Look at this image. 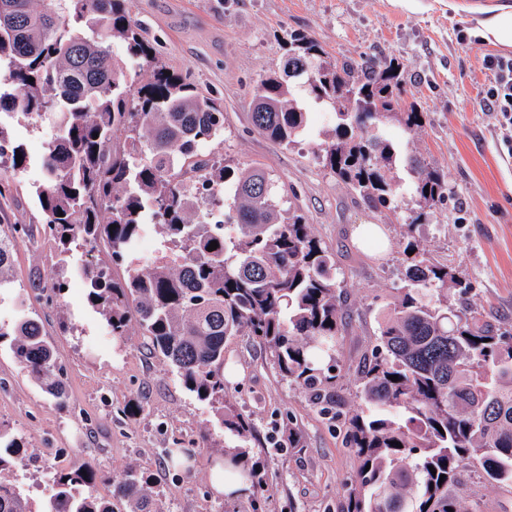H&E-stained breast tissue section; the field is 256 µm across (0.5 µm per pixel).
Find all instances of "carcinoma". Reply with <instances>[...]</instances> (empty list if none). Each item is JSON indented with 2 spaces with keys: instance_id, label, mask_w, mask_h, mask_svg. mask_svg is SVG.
I'll use <instances>...</instances> for the list:
<instances>
[{
  "instance_id": "1",
  "label": "carcinoma",
  "mask_w": 512,
  "mask_h": 512,
  "mask_svg": "<svg viewBox=\"0 0 512 512\" xmlns=\"http://www.w3.org/2000/svg\"><path fill=\"white\" fill-rule=\"evenodd\" d=\"M127 2L57 0L58 11L42 12L35 0H0V65L13 88L0 91V112L56 117L42 160L46 179L36 191L45 230L61 253L79 246L93 255L84 269L85 297L108 333L123 336L137 325L199 400L224 404V345L245 330L314 403H336L342 315L331 252L303 214L281 208L263 168L242 172L201 157L199 146L224 129L221 105L181 76L164 74ZM72 22L86 32H74ZM116 41L149 72L137 88L112 53ZM324 55L314 39L290 37L288 71L336 113L322 161L367 204L396 209L397 153L383 123L395 120L409 134L421 113L403 110L393 61L362 58L356 80L350 65ZM248 118L286 147L306 127V113L275 74L261 82ZM404 163L419 205L448 197L446 178L425 159ZM226 189L233 197L227 211ZM152 222L164 244L141 271L133 250ZM213 241L218 247L207 250ZM11 259L12 236L1 232L0 288ZM119 262L129 266L122 278L112 276ZM450 288L464 297L471 283L426 260L409 269L398 304L362 361L363 407L348 418L349 447L360 465L347 512H481L478 493L465 508L458 491L469 484L512 488V331L464 300L448 307ZM8 334L23 370L63 399L60 366L40 318L23 313L11 332L0 326V338ZM222 424L245 447L249 420L227 407ZM245 456L240 450L224 458L243 464L254 486L257 471ZM27 462L22 441L0 431V512H30L17 486L1 477ZM52 480L51 512H155L145 491L152 478L143 471L115 479L82 462ZM98 484L111 486L110 494L90 492Z\"/></svg>"
}]
</instances>
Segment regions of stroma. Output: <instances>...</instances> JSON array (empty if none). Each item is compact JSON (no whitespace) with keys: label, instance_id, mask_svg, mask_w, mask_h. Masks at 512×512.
Here are the masks:
<instances>
[{"label":"stroma","instance_id":"stroma-1","mask_svg":"<svg viewBox=\"0 0 512 512\" xmlns=\"http://www.w3.org/2000/svg\"><path fill=\"white\" fill-rule=\"evenodd\" d=\"M463 0H128L159 62L182 75L224 110L223 132L203 143L207 158L237 169L259 166L276 181L284 206L300 210L333 254L345 322L336 338V407L353 413L358 364L377 343L382 315L393 308L415 254L454 267L470 281L471 305L486 318L512 325V143L501 116L479 104L489 72L487 55L512 56V46L481 35L483 23L512 12V0H487L468 15ZM314 38L329 59L360 62L367 55L398 61L403 105L422 112L420 127L385 131L402 154H421L444 172L449 199L424 209L407 193L411 177L394 171L403 195L398 209L369 207L317 158L336 124L332 109L304 102V133L284 147L253 130L247 114L260 82L283 73L291 35ZM0 125L22 144L28 166L20 179L8 168L12 192L0 198V224L25 225L13 239L10 283L0 290V325L16 313L43 321L63 369L64 400L48 395L17 362L11 338L0 339V431L21 437L33 455L14 471L32 512H49L44 487L54 471L89 461L110 473L148 471L162 512H345V489L359 460L341 423L321 414L301 385L279 374L270 354L248 333L224 347V399L255 426L247 452L261 465L262 482L245 495L213 494L205 472L234 439L216 407L199 401L176 371L131 328L110 335L87 305L78 278L84 249L60 254L43 231L46 217L36 189L44 180V140L53 114L31 121L0 114ZM421 209V225L408 216ZM357 224L383 225L388 245L368 255L357 248ZM414 253H407V243ZM68 284L55 295V279ZM43 289H35V282ZM302 445H288L289 433Z\"/></svg>","mask_w":512,"mask_h":512}]
</instances>
